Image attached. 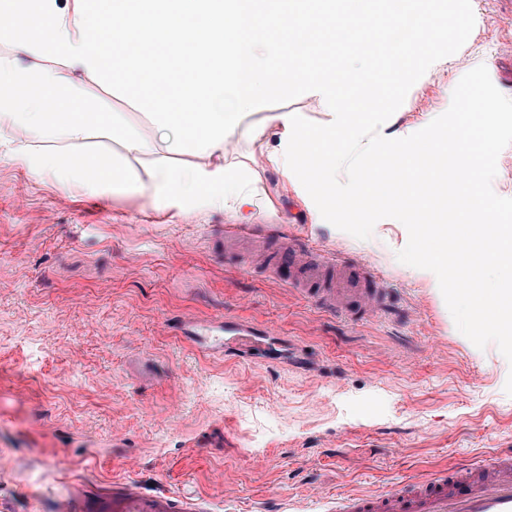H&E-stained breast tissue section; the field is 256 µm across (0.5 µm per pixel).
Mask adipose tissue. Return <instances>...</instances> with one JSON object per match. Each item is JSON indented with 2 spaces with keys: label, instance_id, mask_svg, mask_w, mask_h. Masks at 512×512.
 I'll return each instance as SVG.
<instances>
[{
  "label": "adipose tissue",
  "instance_id": "1",
  "mask_svg": "<svg viewBox=\"0 0 512 512\" xmlns=\"http://www.w3.org/2000/svg\"><path fill=\"white\" fill-rule=\"evenodd\" d=\"M265 0H0V160L91 196L114 192L147 198L160 208L229 209L249 220L258 196L246 166L230 167L224 153L233 138L280 137L269 161L287 177L299 176L298 155L312 172L335 174L354 156L368 189L345 198L348 208H366L375 191H387L406 210L417 196L410 172L436 174V154L402 131L366 139L356 114L375 111L381 89L366 71L353 70L357 99L337 94L328 71L304 78L297 66L271 65L250 40L270 25L296 29V8L267 13ZM101 34L94 45L90 33ZM149 39L165 42L188 77L169 68H136L109 47ZM306 81L334 114L327 127L304 130L294 113L268 114L258 126L242 115L260 93ZM109 85L145 96L157 134L144 137L122 112L90 114L88 85ZM512 98L482 101L476 112L459 111L455 132L433 128L432 138L453 137L457 150L448 176L458 186L452 206L458 216L481 211L482 241L468 254V288L457 298L465 322L491 329L512 325V225L495 221L496 201L479 188L478 160L494 150L502 113ZM117 141L116 152L90 144L92 124ZM501 269L493 283L483 274Z\"/></svg>",
  "mask_w": 512,
  "mask_h": 512
}]
</instances>
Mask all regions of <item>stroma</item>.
Returning <instances> with one entry per match:
<instances>
[{
    "instance_id": "obj_1",
    "label": "stroma",
    "mask_w": 512,
    "mask_h": 512,
    "mask_svg": "<svg viewBox=\"0 0 512 512\" xmlns=\"http://www.w3.org/2000/svg\"><path fill=\"white\" fill-rule=\"evenodd\" d=\"M417 65L396 79L381 57L341 52L334 68L371 69L384 102L362 136L429 119L455 130L448 89L512 97V0H474L435 42L411 34ZM468 67L433 70L435 56ZM99 112L137 113L135 99L92 85ZM294 112L307 127L326 105L297 84L261 96L246 121ZM273 134L235 139L224 163L246 164L263 198L250 223L266 252L224 248L230 211L174 217L134 196L92 197L0 160V512H54L135 481L206 500L210 512H314L317 497L375 493L405 479L512 448V347L463 324L456 282L416 265L432 247L382 199L331 208L354 194L353 162L328 187L271 165ZM487 187L512 222V115L502 116ZM299 248L369 271L392 305L351 320L319 308L272 258L282 235ZM224 319L270 328L267 360L202 356L177 330Z\"/></svg>"
}]
</instances>
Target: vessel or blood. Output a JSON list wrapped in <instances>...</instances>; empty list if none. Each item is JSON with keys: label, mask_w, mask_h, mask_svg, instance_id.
<instances>
[{"label": "vessel or blood", "mask_w": 512, "mask_h": 512, "mask_svg": "<svg viewBox=\"0 0 512 512\" xmlns=\"http://www.w3.org/2000/svg\"><path fill=\"white\" fill-rule=\"evenodd\" d=\"M361 273L342 270L333 287L318 295L329 311L350 315L363 313L365 290ZM204 354H224L239 358H267L272 341L257 329L225 321L223 329H201L191 323L179 326ZM60 512H206L201 499L164 491L146 493L121 483L112 491L92 498L72 495L59 505ZM320 512H512V449L494 454L485 473L473 468L444 471L411 480L377 494H342L323 501Z\"/></svg>", "instance_id": "vessel-or-blood-1"}]
</instances>
